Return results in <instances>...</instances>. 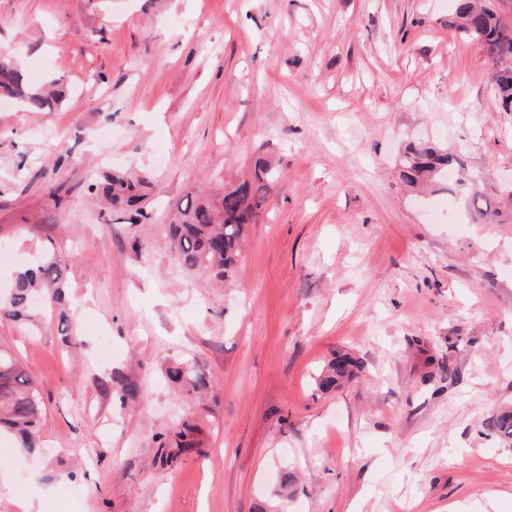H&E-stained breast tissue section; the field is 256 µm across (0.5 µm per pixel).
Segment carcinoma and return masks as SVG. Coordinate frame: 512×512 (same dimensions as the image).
Masks as SVG:
<instances>
[{"instance_id": "obj_1", "label": "carcinoma", "mask_w": 512, "mask_h": 512, "mask_svg": "<svg viewBox=\"0 0 512 512\" xmlns=\"http://www.w3.org/2000/svg\"><path fill=\"white\" fill-rule=\"evenodd\" d=\"M448 27L470 39L487 56L504 62L512 61V29L474 0H458ZM498 96L505 109L512 111V67L500 71L497 79ZM22 102L32 111L51 110L61 102L63 91L27 84L19 67L5 54L0 55V96ZM459 173L458 183L464 185L469 176L460 157L454 152L426 141H413L404 149L400 160L399 178L413 185L421 179L441 180L448 170ZM255 181L242 182L224 188L216 199L200 196L177 207L175 220L169 227L170 250L178 264L187 271H205L224 278L236 262L239 247L250 221L257 219L266 203V183L274 178V170L263 157L254 161ZM147 177L122 174L106 175L89 185L103 196L113 209L133 211L143 215L146 195L141 192ZM63 288L60 265L55 256L44 254L40 262L16 273L15 286L6 296H0V315L25 319L33 309V299L43 298L42 307L53 310L60 303ZM357 362L349 354H339L323 370L318 387L330 390L354 374ZM168 378L175 384L187 383L193 389L206 387V378L197 366L179 363L168 368ZM112 385L120 400H136L138 384L121 374L112 377ZM42 414L41 400L30 378L19 368L15 359L0 351V430L6 429L19 439L20 448L30 452L36 448V436ZM489 432L512 446V411H504L486 423Z\"/></svg>"}]
</instances>
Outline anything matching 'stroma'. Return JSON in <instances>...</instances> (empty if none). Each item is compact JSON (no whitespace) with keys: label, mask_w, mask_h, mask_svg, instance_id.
Segmentation results:
<instances>
[{"label":"stroma","mask_w":512,"mask_h":512,"mask_svg":"<svg viewBox=\"0 0 512 512\" xmlns=\"http://www.w3.org/2000/svg\"><path fill=\"white\" fill-rule=\"evenodd\" d=\"M455 8L0 0V51L66 88L52 112L0 104V292L55 253L70 318H0L42 398L39 448L0 435V512H512L485 427L512 407V112ZM416 139L461 152L495 214L406 188ZM259 156L276 179L235 271L179 268L174 207ZM106 172L149 174L146 219L90 190ZM339 352L360 371L319 390ZM178 362L209 387L168 381Z\"/></svg>","instance_id":"35a3bbf8"}]
</instances>
